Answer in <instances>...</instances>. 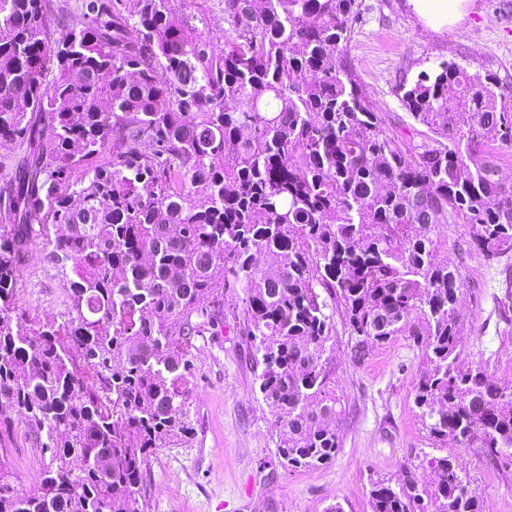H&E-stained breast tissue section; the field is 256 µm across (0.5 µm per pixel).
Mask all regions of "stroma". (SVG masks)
I'll list each match as a JSON object with an SVG mask.
<instances>
[{"label": "stroma", "mask_w": 512, "mask_h": 512, "mask_svg": "<svg viewBox=\"0 0 512 512\" xmlns=\"http://www.w3.org/2000/svg\"><path fill=\"white\" fill-rule=\"evenodd\" d=\"M358 15L343 56L353 77L391 128L420 142L399 97L404 81L440 62L490 73L512 86V0H471L459 25L431 20L410 0H357ZM440 256L460 267L461 358L482 364L497 381L512 380V252L491 261L473 245L471 225L435 226ZM17 307L26 320L62 309L64 282L32 241L21 271ZM344 326L336 328L332 358L345 412L342 447L332 463L290 470L277 457L275 417L255 394L253 363L233 322L196 342L189 384V442L160 449L146 468L147 512H370L371 481L397 479L423 455L457 456L484 512H512V472L497 469L482 449L432 444L414 403L422 347L400 335L354 358ZM23 417L0 414L6 449L21 488L35 485Z\"/></svg>", "instance_id": "obj_1"}]
</instances>
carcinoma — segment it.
I'll list each match as a JSON object with an SVG mask.
<instances>
[{"label":"carcinoma","mask_w":512,"mask_h":512,"mask_svg":"<svg viewBox=\"0 0 512 512\" xmlns=\"http://www.w3.org/2000/svg\"><path fill=\"white\" fill-rule=\"evenodd\" d=\"M356 0H0V401L25 417L36 486L0 456V512H145L143 471L188 439L192 351L230 317L275 416L280 463L332 462L344 408L330 368L336 311L361 359L425 337L414 401L435 443L512 469V383L460 360L458 266L432 228L470 224L512 250V87L441 62L400 87L427 129L386 126L342 52ZM224 13L217 52L197 23ZM109 163L92 165L102 152ZM84 177L72 179L74 170ZM65 276V312L17 316L29 244ZM428 470L432 480L418 477ZM371 512H483L454 455L370 483Z\"/></svg>","instance_id":"1"}]
</instances>
